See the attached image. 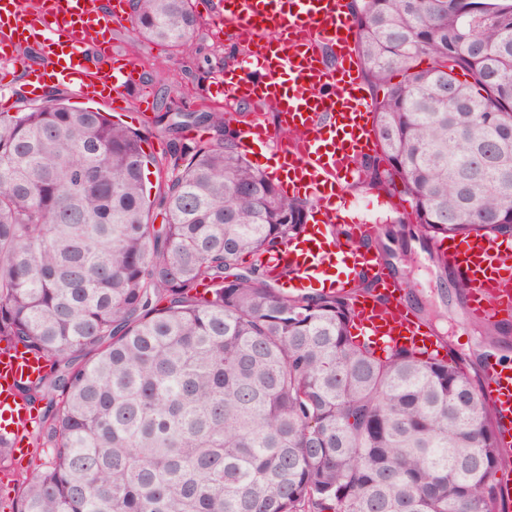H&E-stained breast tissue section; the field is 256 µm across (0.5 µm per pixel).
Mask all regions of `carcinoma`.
Masks as SVG:
<instances>
[{"mask_svg":"<svg viewBox=\"0 0 512 512\" xmlns=\"http://www.w3.org/2000/svg\"><path fill=\"white\" fill-rule=\"evenodd\" d=\"M350 9L375 88L367 188L406 197L423 241L511 235L512 0ZM131 23L179 49L198 19L135 0ZM159 121L213 137L174 146L155 201L145 138L112 114L0 112V342L42 361L17 394L46 402V461L11 512H506L473 363L440 336L443 357L376 354L352 333L363 281L275 287L267 259L311 205L250 164L224 113ZM482 328L494 343L508 324Z\"/></svg>","mask_w":512,"mask_h":512,"instance_id":"carcinoma-1","label":"carcinoma"}]
</instances>
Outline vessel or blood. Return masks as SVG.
Segmentation results:
<instances>
[{
    "instance_id": "1",
    "label": "vessel or blood",
    "mask_w": 512,
    "mask_h": 512,
    "mask_svg": "<svg viewBox=\"0 0 512 512\" xmlns=\"http://www.w3.org/2000/svg\"><path fill=\"white\" fill-rule=\"evenodd\" d=\"M218 6L232 44L248 56L246 65L225 76L220 94L272 105L280 117L273 128L243 124L239 149L248 157L273 150L280 188L314 200L304 230L272 261L289 269L280 288L291 294L353 292L362 335L385 346L431 344L430 333L408 312L401 282L389 280L380 256L360 245L375 236L377 222L345 195L346 185L361 175L359 160L377 149L348 0H219ZM123 21L120 0L107 9L101 0H30L23 9L16 0H0V47L34 48L41 57L36 79L122 110L141 93V76L131 60L107 54L101 37ZM431 246L469 283L473 320L496 323L512 310V241L473 232L440 237ZM361 274L374 292L354 293ZM380 291L389 307L378 303ZM40 369L33 357L0 352V434L15 438L31 424L32 412L14 396L13 385ZM484 379L501 450L511 457L512 365L488 360Z\"/></svg>"
}]
</instances>
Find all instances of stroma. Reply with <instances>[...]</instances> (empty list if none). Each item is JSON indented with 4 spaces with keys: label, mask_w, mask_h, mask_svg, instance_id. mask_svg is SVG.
I'll use <instances>...</instances> for the list:
<instances>
[{
    "label": "stroma",
    "mask_w": 512,
    "mask_h": 512,
    "mask_svg": "<svg viewBox=\"0 0 512 512\" xmlns=\"http://www.w3.org/2000/svg\"><path fill=\"white\" fill-rule=\"evenodd\" d=\"M211 0H192L199 24L189 46L181 50L147 40L136 34L131 25L112 37L121 53L133 61L141 73L152 107L143 116L120 113L126 125L139 129L145 139L144 150L153 158L147 169L148 186L152 196L163 192L167 176L160 163L173 148L174 142L191 143L193 138L208 139L207 127L195 126L172 137L156 122L161 112H202L220 110L231 127H238L240 104L226 102L216 92L226 71L239 65L230 54L226 31L210 7ZM393 255L389 269L397 279L414 287L406 299L413 311L419 312L428 327L446 336L458 352L482 357L486 348L477 329L471 324L465 298L456 294L450 267L442 265L430 244L412 249L402 242L391 245ZM37 430H30L23 455H10L7 474H0V501L11 503L20 494L22 479L29 477L34 465Z\"/></svg>",
    "instance_id": "obj_1"
}]
</instances>
